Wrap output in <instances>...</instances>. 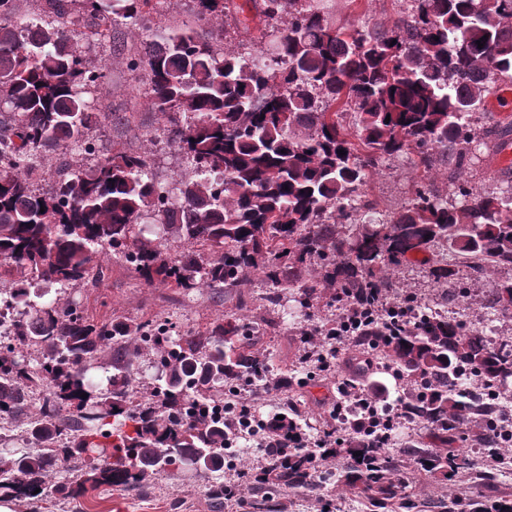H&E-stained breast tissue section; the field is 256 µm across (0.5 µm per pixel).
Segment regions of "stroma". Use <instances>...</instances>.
<instances>
[{
	"mask_svg": "<svg viewBox=\"0 0 512 512\" xmlns=\"http://www.w3.org/2000/svg\"><path fill=\"white\" fill-rule=\"evenodd\" d=\"M326 12L337 26L346 30L367 27L387 28L398 18L404 4L402 0H326ZM183 28L200 39L222 43L224 49L257 53L263 43L251 40L237 30L232 21L210 22L198 20L191 0H163L160 12L152 21L149 32L129 26L118 29L121 39L135 49L151 42H162L172 30ZM83 55L106 68L103 83L93 92L90 100L97 111L120 112L127 120L90 132L102 153L125 148L144 153L157 182L165 183L184 173L186 164L176 144L169 142L166 116L153 107L144 72L127 69L121 57L112 53V42L107 38L84 39L79 43ZM495 137L481 139L463 163L433 159L430 167L419 164L417 154H401L382 159L371 174L364 192L380 216L400 210L408 205L417 184L445 194L454 185L465 184L476 192L506 191L512 189V178L505 173L506 165L496 149ZM104 275L96 284H78L68 291L57 286L40 285L39 293L48 299L66 298L88 315L98 320L120 319L140 322L147 319L166 320L172 323L175 333L205 328L214 320L233 315L254 325L278 322L280 312H287L289 320L278 329L266 332L262 338L264 352L270 364L277 369L295 368L300 352L292 343V336L314 328L337 312V302L331 293H322L313 308L301 309L296 301L298 288L282 292V311H274L262 300H249L239 305L236 289L216 291L210 288L184 290L167 285L145 284L125 262L106 255H98ZM385 279L389 297L414 295L422 304L437 308L440 301H447V316L475 323L498 335L503 327L497 318L491 300L497 282L512 280V270L496 268L482 279L473 281L466 273H459V285L466 288V295H453L442 299L440 284L428 275V268L419 262H406L386 268ZM303 402L314 429H321L331 420L336 405V380L326 376L305 388L252 393V406L258 419H265L281 400ZM210 472L185 466L181 475L162 476L148 489H126L99 486L65 505L55 495L42 497L36 510H29L26 502L16 501V512H215L206 489L211 482ZM469 500L484 501L490 498L512 502V449L502 455L500 473L488 480L472 474L459 478L455 487ZM240 503L232 504L229 512H320L324 502H331L335 512H363L360 500L350 492L326 483L316 489L287 490L272 496L262 509H255V496L251 491L240 494Z\"/></svg>",
	"mask_w": 512,
	"mask_h": 512,
	"instance_id": "obj_1",
	"label": "stroma"
}]
</instances>
